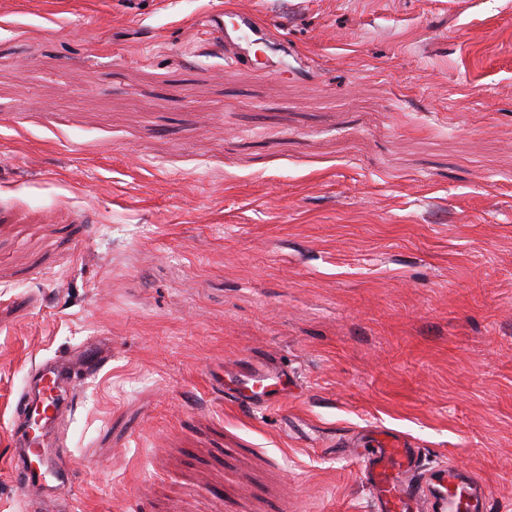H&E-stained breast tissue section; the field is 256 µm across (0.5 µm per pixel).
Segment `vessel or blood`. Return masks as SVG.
Wrapping results in <instances>:
<instances>
[{"label": "vessel or blood", "instance_id": "1", "mask_svg": "<svg viewBox=\"0 0 512 512\" xmlns=\"http://www.w3.org/2000/svg\"><path fill=\"white\" fill-rule=\"evenodd\" d=\"M200 27L223 48L228 63L245 59L224 27L223 14L203 16ZM110 357L108 348L94 342L31 368L16 408L19 423L11 481L19 492L38 488L66 502L72 471L66 452L55 445V431L76 408L81 383L96 376ZM230 395L243 409L263 408L281 399L280 378L242 366ZM351 443L371 494L372 512H489L487 491L470 471L449 465L424 467L421 450L401 435L377 429Z\"/></svg>", "mask_w": 512, "mask_h": 512}]
</instances>
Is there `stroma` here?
Returning <instances> with one entry per match:
<instances>
[{
  "mask_svg": "<svg viewBox=\"0 0 512 512\" xmlns=\"http://www.w3.org/2000/svg\"><path fill=\"white\" fill-rule=\"evenodd\" d=\"M90 340L70 512H371L373 428L512 512V0H0V512H47L15 404ZM199 25L209 39L221 49L224 48V59L228 63L236 65L246 58L247 53L241 51L239 45L232 39L231 34L224 28V12L203 16ZM234 388L227 394L235 400L238 406L246 410L263 408L275 400L281 399L280 382L277 374L263 370L253 365H244L238 377H234Z\"/></svg>",
  "mask_w": 512,
  "mask_h": 512,
  "instance_id": "35a3bbf8",
  "label": "stroma"
}]
</instances>
